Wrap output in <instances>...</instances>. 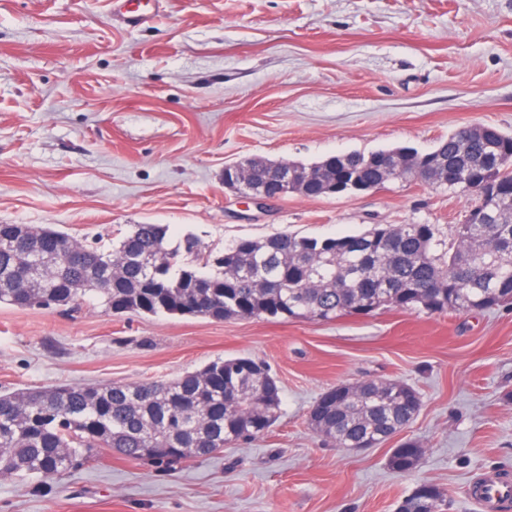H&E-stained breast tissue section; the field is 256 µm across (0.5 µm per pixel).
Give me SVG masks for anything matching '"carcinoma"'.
I'll use <instances>...</instances> for the list:
<instances>
[{"label": "carcinoma", "mask_w": 512, "mask_h": 512, "mask_svg": "<svg viewBox=\"0 0 512 512\" xmlns=\"http://www.w3.org/2000/svg\"><path fill=\"white\" fill-rule=\"evenodd\" d=\"M416 156L427 169H456L451 189L477 203L447 237L436 224H376L360 234L310 238L277 233L240 239L201 256L192 234L171 243L161 224H133L112 249L50 227L0 224V303L48 309L95 297L114 315L144 313L214 321L261 317L329 321L383 309L444 314L512 304V135L464 127ZM397 149L350 152L324 160L343 192L401 180L382 163ZM251 357L213 361L165 383L59 386L0 393V476L57 475L109 448L134 460L172 465L255 440L281 414ZM367 380L327 390L308 416L311 429L353 448L406 429L420 407L411 394L381 395ZM424 449L407 439L388 463L398 473ZM407 512H445L447 494L420 483Z\"/></svg>", "instance_id": "carcinoma-1"}]
</instances>
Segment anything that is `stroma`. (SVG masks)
Returning <instances> with one entry per match:
<instances>
[{"label": "stroma", "mask_w": 512, "mask_h": 512, "mask_svg": "<svg viewBox=\"0 0 512 512\" xmlns=\"http://www.w3.org/2000/svg\"><path fill=\"white\" fill-rule=\"evenodd\" d=\"M133 21L112 0H0V224L118 242L134 224L194 234L220 254L280 232L462 223L475 194L416 181L256 207L224 187L246 158L312 164L349 152L432 150L457 129L512 133V0H156ZM238 356L282 389L263 437L170 467L101 450L50 478L0 479V512H394L429 482L448 512L469 483L512 474V308L429 315L230 319L0 303V391L166 382ZM413 386L396 439L352 451L316 435L328 388ZM423 455L424 449L410 438L403 442V446L397 453H390L388 463L395 472L408 473L415 469Z\"/></svg>", "instance_id": "obj_1"}]
</instances>
